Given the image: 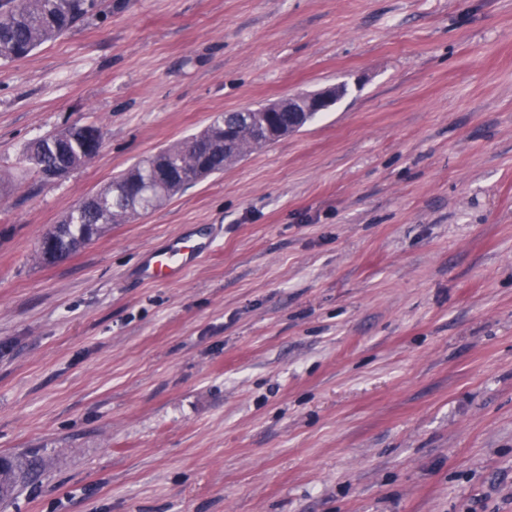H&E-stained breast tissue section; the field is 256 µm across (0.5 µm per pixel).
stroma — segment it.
<instances>
[{
  "mask_svg": "<svg viewBox=\"0 0 512 512\" xmlns=\"http://www.w3.org/2000/svg\"><path fill=\"white\" fill-rule=\"evenodd\" d=\"M300 131L115 224L42 236L220 113ZM100 153L57 180L28 145ZM0 512H512V0H103L0 58ZM213 248L177 281L150 254ZM89 127L95 129L96 131L90 130L87 132L86 150L90 154H95L98 153L101 148V139L99 137V133L102 136V132L101 129L97 126L89 125ZM56 136L64 137L67 143V157L65 160V167L68 169L67 173H70L72 170L84 165L88 160L93 158V156L87 154L85 150L84 135L82 129L78 128V126L71 127L57 134L48 135V137H51L49 138V144L52 150L56 153H61L65 150V144L58 138H55ZM49 144L47 143L46 138L43 137L34 141L27 150L26 160L29 164L36 168L39 174H41V169L43 170V166L48 164L52 159V157L49 155ZM42 174L47 179H57L60 176H63L65 172L43 170Z\"/></svg>",
  "mask_w": 512,
  "mask_h": 512,
  "instance_id": "stroma-1",
  "label": "stroma"
}]
</instances>
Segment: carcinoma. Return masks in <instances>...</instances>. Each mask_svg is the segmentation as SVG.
Returning a JSON list of instances; mask_svg holds the SVG:
<instances>
[{
	"label": "carcinoma",
	"instance_id": "carcinoma-1",
	"mask_svg": "<svg viewBox=\"0 0 512 512\" xmlns=\"http://www.w3.org/2000/svg\"><path fill=\"white\" fill-rule=\"evenodd\" d=\"M101 0H0V55L9 59L29 56L42 44L55 40L89 15L100 12ZM259 109L245 113L226 112L224 119L214 118L202 132L161 151L167 164L183 173L176 183L155 184L144 158L130 169L114 177L112 184L96 193L97 205L105 214L104 221L89 210L72 209L55 231L45 235L39 249L42 262L56 263L77 250L103 224H125L149 212L173 197L184 187L202 178L224 172V167L241 160L252 151L268 144L255 131L261 127ZM237 129L232 146L222 147L224 126ZM66 140L65 167L72 171L92 156L85 150L82 129L74 126L60 132ZM46 138L34 141L26 160L36 170L50 162Z\"/></svg>",
	"mask_w": 512,
	"mask_h": 512
}]
</instances>
